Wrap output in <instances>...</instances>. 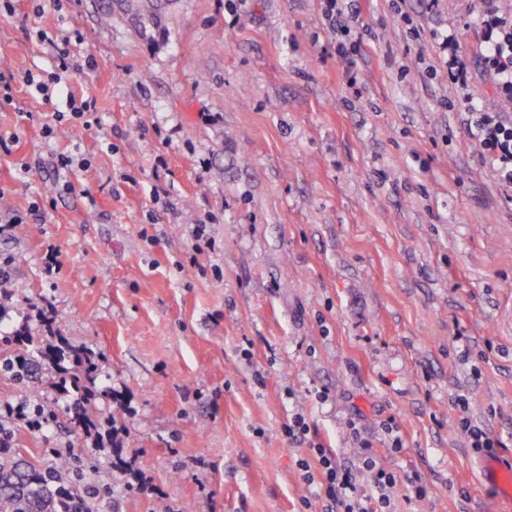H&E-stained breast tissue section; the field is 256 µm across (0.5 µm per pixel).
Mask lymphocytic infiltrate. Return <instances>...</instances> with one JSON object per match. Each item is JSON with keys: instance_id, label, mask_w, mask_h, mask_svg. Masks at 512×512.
I'll return each mask as SVG.
<instances>
[{"instance_id": "f902f5d3", "label": "lymphocytic infiltrate", "mask_w": 512, "mask_h": 512, "mask_svg": "<svg viewBox=\"0 0 512 512\" xmlns=\"http://www.w3.org/2000/svg\"><path fill=\"white\" fill-rule=\"evenodd\" d=\"M325 15L330 26L340 33L336 54L348 60L358 55L362 40L351 35L354 17L349 0H324ZM479 18L482 69L493 79L497 95L506 103V111L490 110L474 103L468 92L471 72L468 50L457 34L443 36V69L460 94L459 109L463 126L482 156L492 167L499 184L512 191V12L496 9L494 0H476ZM363 469L372 478V489L363 492L355 483L351 470L339 467L335 458L321 446H313L315 467L323 482L324 512H385L389 506L398 475L378 468L369 442H361Z\"/></svg>"}]
</instances>
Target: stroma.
<instances>
[{
    "mask_svg": "<svg viewBox=\"0 0 512 512\" xmlns=\"http://www.w3.org/2000/svg\"><path fill=\"white\" fill-rule=\"evenodd\" d=\"M11 3L0 329L95 352L94 415L120 428L126 465L89 450L42 376L10 397L38 393L57 418L12 422L13 447L89 450L86 485L113 474L99 512H301L305 497L320 512L299 462L319 444L368 486L357 431L423 479L392 512H512L458 429L468 415L512 450V197L449 106L436 38L475 46L471 0H357L349 62L321 0H170L148 27L103 0ZM62 57L91 127L24 82ZM62 154L90 162L68 190ZM200 224L214 246L196 255ZM298 412L310 431L291 438Z\"/></svg>",
    "mask_w": 512,
    "mask_h": 512,
    "instance_id": "35a3bbf8",
    "label": "stroma"
}]
</instances>
